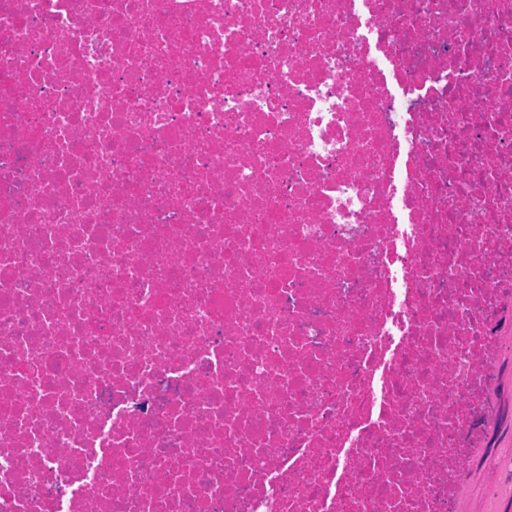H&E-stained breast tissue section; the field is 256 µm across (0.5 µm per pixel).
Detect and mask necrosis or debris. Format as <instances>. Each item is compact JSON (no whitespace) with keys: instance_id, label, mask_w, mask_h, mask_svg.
<instances>
[{"instance_id":"4bbe7bcc","label":"necrosis or debris","mask_w":512,"mask_h":512,"mask_svg":"<svg viewBox=\"0 0 512 512\" xmlns=\"http://www.w3.org/2000/svg\"><path fill=\"white\" fill-rule=\"evenodd\" d=\"M512 308V0H0V512H451Z\"/></svg>"}]
</instances>
